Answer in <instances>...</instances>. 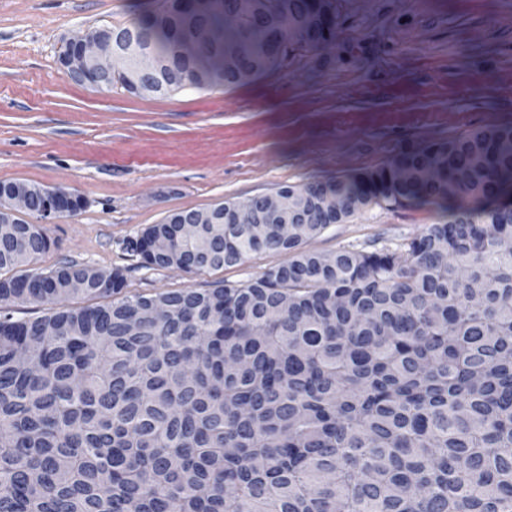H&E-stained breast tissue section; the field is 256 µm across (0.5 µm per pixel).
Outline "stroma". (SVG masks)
Here are the masks:
<instances>
[{
  "instance_id": "35a3bbf8",
  "label": "stroma",
  "mask_w": 512,
  "mask_h": 512,
  "mask_svg": "<svg viewBox=\"0 0 512 512\" xmlns=\"http://www.w3.org/2000/svg\"><path fill=\"white\" fill-rule=\"evenodd\" d=\"M156 0H0V182L81 196L44 225L33 262L122 269L130 292H204L260 275L252 255L186 275L143 267L128 250L145 227L185 209L355 174L408 142L512 123V0H338L335 44L231 87L134 95L67 79L64 44L127 25ZM426 208L363 211L307 250L395 248L436 223Z\"/></svg>"
}]
</instances>
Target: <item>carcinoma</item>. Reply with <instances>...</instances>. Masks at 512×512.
Instances as JSON below:
<instances>
[{"label": "carcinoma", "instance_id": "obj_1", "mask_svg": "<svg viewBox=\"0 0 512 512\" xmlns=\"http://www.w3.org/2000/svg\"><path fill=\"white\" fill-rule=\"evenodd\" d=\"M228 16L250 56L205 39ZM339 28L336 0H160L110 31L150 35L163 95L251 81ZM511 139L491 124L281 185L311 206L288 238L224 223L190 241L167 217L129 241L147 268L195 255L188 274L287 256L209 292L124 295L121 270L73 261L34 271L40 225H1L0 512H512ZM425 206L443 221L395 249L303 248L367 209ZM19 302L48 312L18 320Z\"/></svg>", "mask_w": 512, "mask_h": 512}]
</instances>
